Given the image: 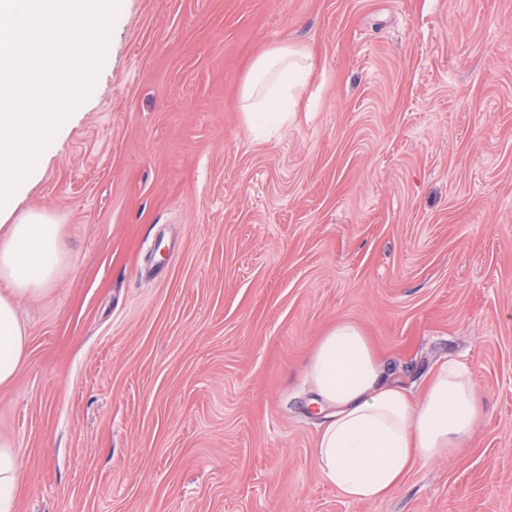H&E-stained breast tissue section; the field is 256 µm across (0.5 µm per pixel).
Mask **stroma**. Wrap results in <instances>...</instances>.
<instances>
[{
  "mask_svg": "<svg viewBox=\"0 0 512 512\" xmlns=\"http://www.w3.org/2000/svg\"><path fill=\"white\" fill-rule=\"evenodd\" d=\"M21 208L63 227L0 386L13 512H512V0H108ZM291 45L300 112L247 126ZM420 398L468 367L471 439L356 502L306 380L337 322ZM311 64L308 56L288 45L256 58L242 89L245 120L251 130H271L288 121L301 106Z\"/></svg>",
  "mask_w": 512,
  "mask_h": 512,
  "instance_id": "35a3bbf8",
  "label": "stroma"
}]
</instances>
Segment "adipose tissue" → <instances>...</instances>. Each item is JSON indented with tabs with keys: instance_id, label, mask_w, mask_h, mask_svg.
Instances as JSON below:
<instances>
[{
	"instance_id": "adipose-tissue-1",
	"label": "adipose tissue",
	"mask_w": 512,
	"mask_h": 512,
	"mask_svg": "<svg viewBox=\"0 0 512 512\" xmlns=\"http://www.w3.org/2000/svg\"><path fill=\"white\" fill-rule=\"evenodd\" d=\"M105 0H0V386L26 361L28 336L21 298L41 292L63 261L60 225L16 198L58 131V111L92 65L97 43L85 41L71 66L44 90L40 66L55 37L64 42L103 31ZM311 72L307 55L282 45L256 58L242 89L251 130L287 122L301 105ZM308 375L327 421L315 460L321 475L346 498L372 502L399 486L410 468L466 441L480 415L469 370L444 363L423 398L412 402L394 385L366 336L337 323L313 351Z\"/></svg>"
}]
</instances>
